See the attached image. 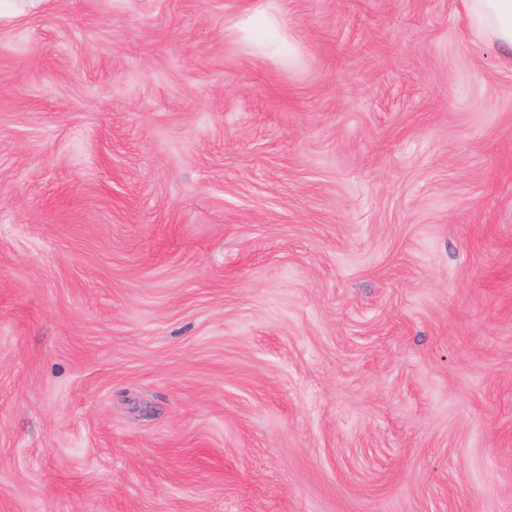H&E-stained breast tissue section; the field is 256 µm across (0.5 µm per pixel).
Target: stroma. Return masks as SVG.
<instances>
[{
  "mask_svg": "<svg viewBox=\"0 0 512 512\" xmlns=\"http://www.w3.org/2000/svg\"><path fill=\"white\" fill-rule=\"evenodd\" d=\"M0 512H512V59L466 0L0 23Z\"/></svg>",
  "mask_w": 512,
  "mask_h": 512,
  "instance_id": "1",
  "label": "stroma"
}]
</instances>
